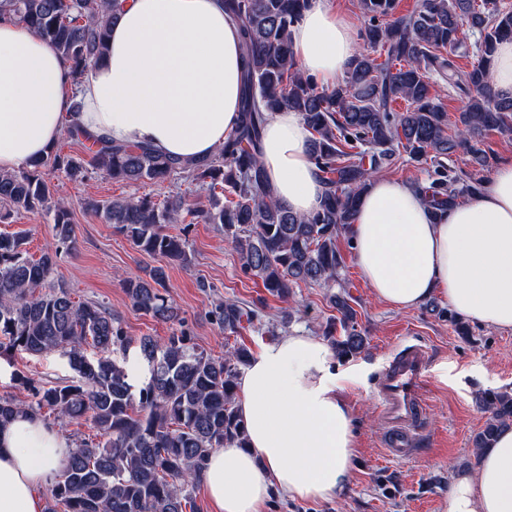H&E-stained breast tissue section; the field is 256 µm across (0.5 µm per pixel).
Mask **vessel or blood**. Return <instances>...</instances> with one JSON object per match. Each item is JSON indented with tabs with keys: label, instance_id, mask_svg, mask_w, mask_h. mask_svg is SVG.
Wrapping results in <instances>:
<instances>
[{
	"label": "vessel or blood",
	"instance_id": "1",
	"mask_svg": "<svg viewBox=\"0 0 512 512\" xmlns=\"http://www.w3.org/2000/svg\"><path fill=\"white\" fill-rule=\"evenodd\" d=\"M430 357L426 348L404 342L395 347L376 387L378 410L387 427L388 451L407 457L422 432Z\"/></svg>",
	"mask_w": 512,
	"mask_h": 512
}]
</instances>
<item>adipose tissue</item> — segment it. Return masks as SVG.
Returning <instances> with one entry per match:
<instances>
[{
    "label": "adipose tissue",
    "mask_w": 512,
    "mask_h": 512,
    "mask_svg": "<svg viewBox=\"0 0 512 512\" xmlns=\"http://www.w3.org/2000/svg\"><path fill=\"white\" fill-rule=\"evenodd\" d=\"M356 21L333 0H311L291 30L298 67L332 86L357 53ZM239 28L223 0H126L106 59L74 86L56 48L0 16V171L45 156L71 123L93 138L147 144L191 161L216 152L238 116ZM82 112H72L74 100ZM299 113H272L262 161L276 199L315 211L325 186ZM374 297L409 310L432 296L461 318L512 329V158L481 192L433 219L419 189L376 176L349 228ZM332 350L306 333L262 348L237 381L247 445L214 449L202 481L217 512H264L272 495L342 496L356 456L350 407ZM71 446L38 416L0 426V512H44L39 488ZM447 512H512V426L501 428L474 469L454 472Z\"/></svg>",
    "instance_id": "obj_1"
}]
</instances>
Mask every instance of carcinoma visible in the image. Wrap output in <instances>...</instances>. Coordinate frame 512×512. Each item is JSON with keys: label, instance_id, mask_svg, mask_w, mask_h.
<instances>
[{"label": "carcinoma", "instance_id": "cac0c4a2", "mask_svg": "<svg viewBox=\"0 0 512 512\" xmlns=\"http://www.w3.org/2000/svg\"><path fill=\"white\" fill-rule=\"evenodd\" d=\"M125 0H0V16L23 23L54 45L80 85L88 68L109 50L112 25ZM308 0H224L240 28L243 62L239 117L224 146L184 162L148 145L93 141L77 124L67 127L50 153L13 172H0V220L20 210L52 214L57 239L32 258L21 234L0 233V353L38 355L59 351L76 379L36 386L28 405L0 397V424L19 411L54 420H88L94 438L75 441L65 466L53 476L47 512H186L209 454L226 445H246L236 404L237 380L250 351L236 346L215 359L189 345L186 332L165 340L144 336L139 351L148 381L129 382L125 366L131 340L118 315L95 301L76 302L63 285L50 283L60 250H70L72 212L55 198L48 174L83 183L94 176L115 183L179 180L208 193L197 207L182 194L156 200H88L84 207L123 233L137 248L173 262L188 263L186 240L169 228L183 214L215 224L234 245L242 272L258 278L273 297L288 300L300 284L330 286L338 279L339 235L354 222L370 178L406 156L431 161L417 186L435 218L459 199L476 196L484 181L448 168L462 151L472 164L490 165L488 132H512V97L490 85L497 45L512 40V10L497 0H418L409 14L396 15L397 0H359L367 23L361 39L385 54L382 62L359 52L344 81L322 89L294 61L289 31ZM478 34L469 46L467 32ZM477 62L460 66L458 54ZM464 102L448 133V112L432 94L434 80ZM407 103L404 111L393 107ZM281 108L297 112L311 132L309 152L326 192L319 209L299 215L274 197L261 162L268 117ZM81 153H66L62 145ZM162 267L133 277L123 288L132 308L163 322L178 320L165 295ZM347 292L334 294L338 316L323 334L340 357L359 353L365 338ZM213 320L234 334L259 320V311L222 301ZM98 350L89 358L84 346ZM487 419L475 447H490L498 429L512 424V392L489 390L481 398Z\"/></svg>", "mask_w": 512, "mask_h": 512}]
</instances>
